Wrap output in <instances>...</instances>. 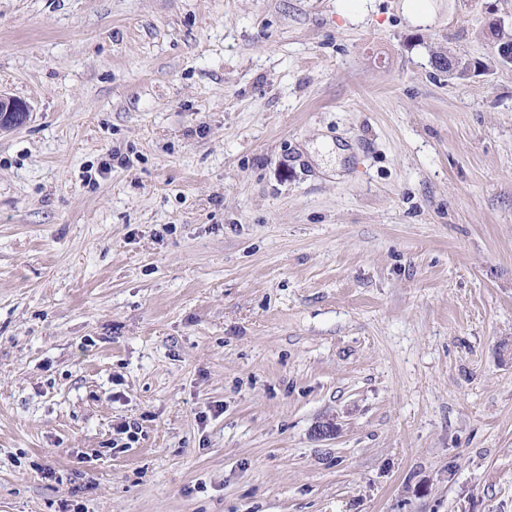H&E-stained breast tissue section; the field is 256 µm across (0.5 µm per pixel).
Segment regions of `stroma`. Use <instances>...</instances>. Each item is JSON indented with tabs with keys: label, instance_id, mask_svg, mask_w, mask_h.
<instances>
[{
	"label": "stroma",
	"instance_id": "35a3bbf8",
	"mask_svg": "<svg viewBox=\"0 0 512 512\" xmlns=\"http://www.w3.org/2000/svg\"><path fill=\"white\" fill-rule=\"evenodd\" d=\"M428 4L0 0V512H512V0ZM509 29L512 31V21L506 25L505 21L500 17H489L484 32L487 39L493 45L498 59L511 65L512 36L506 34ZM502 62L497 61V63L503 64ZM31 109L25 103L11 96L0 94V132L12 130L24 123L30 116ZM19 114V118L16 117ZM22 113V114H21Z\"/></svg>",
	"mask_w": 512,
	"mask_h": 512
}]
</instances>
